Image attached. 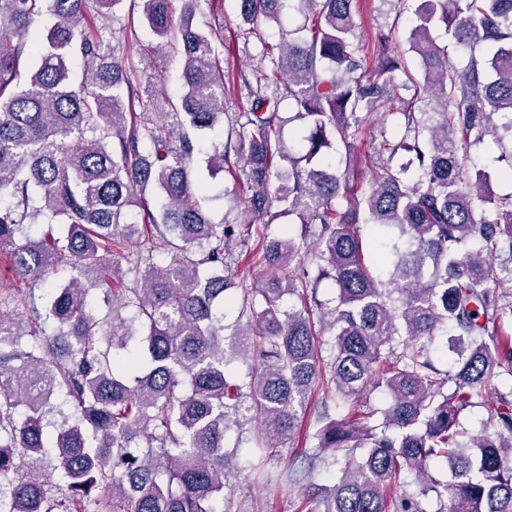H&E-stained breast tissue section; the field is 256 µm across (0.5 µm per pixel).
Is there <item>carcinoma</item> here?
<instances>
[{
  "label": "carcinoma",
  "instance_id": "obj_1",
  "mask_svg": "<svg viewBox=\"0 0 512 512\" xmlns=\"http://www.w3.org/2000/svg\"><path fill=\"white\" fill-rule=\"evenodd\" d=\"M87 2L0 0V250L30 284L13 294L22 312L0 314V512H224L245 469L238 449L270 460L301 434L315 395V447L277 477L297 486L295 512H427L429 496L437 512H512V386L494 385L512 378V268L494 266L512 263V195H494L469 157L488 136L497 160L512 157V0H420L409 44L423 80L408 85L385 38L373 75L355 59L354 0H239L246 24L287 9L305 23L239 72L245 103L229 116L224 50L193 26L214 0H179L177 22L173 0H139L153 35L141 56L180 36L177 107L111 26L87 21ZM45 12L53 23L30 38ZM439 23L466 64L435 42ZM401 89L413 90L404 137L378 153L412 159L368 181L336 170L326 150L351 154L359 114ZM285 97L297 108L286 119ZM287 121L298 153L281 143ZM224 124L206 167L241 179L239 223L215 221L195 179L199 137ZM283 215L300 236L269 233ZM361 222L374 228L372 255ZM31 224L50 229L35 240ZM235 242L271 270L262 287L235 281ZM130 247L132 287L110 259ZM61 265L68 279L35 295ZM325 280L338 287L332 307L317 300ZM438 334L454 355L444 373L429 357ZM238 361L248 372L233 380ZM371 384L388 407L360 408ZM332 394L350 407L340 419ZM475 407L479 434L459 421ZM252 421L228 448V432ZM339 448L341 475L318 483ZM434 462L451 483L431 476Z\"/></svg>",
  "mask_w": 512,
  "mask_h": 512
}]
</instances>
